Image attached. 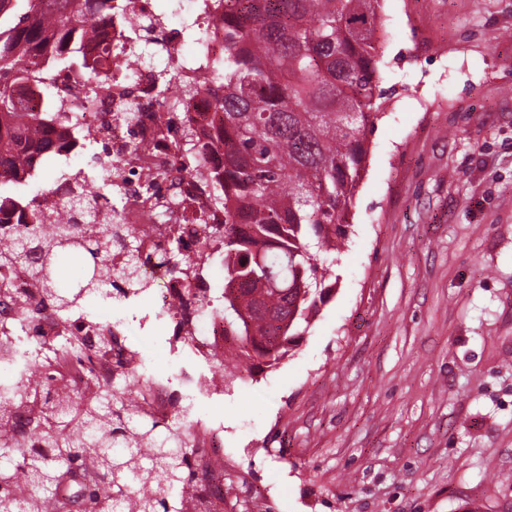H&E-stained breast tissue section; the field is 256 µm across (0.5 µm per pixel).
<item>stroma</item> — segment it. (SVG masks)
Masks as SVG:
<instances>
[{"label": "stroma", "instance_id": "obj_1", "mask_svg": "<svg viewBox=\"0 0 512 512\" xmlns=\"http://www.w3.org/2000/svg\"><path fill=\"white\" fill-rule=\"evenodd\" d=\"M336 290L224 387V512H512V0H383ZM95 142L33 185L99 180Z\"/></svg>", "mask_w": 512, "mask_h": 512}]
</instances>
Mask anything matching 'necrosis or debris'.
<instances>
[{"label": "necrosis or debris", "mask_w": 512, "mask_h": 512, "mask_svg": "<svg viewBox=\"0 0 512 512\" xmlns=\"http://www.w3.org/2000/svg\"><path fill=\"white\" fill-rule=\"evenodd\" d=\"M132 27L113 35L112 87L95 104L82 101L77 90L84 79L61 73L52 92L70 108L74 127L92 134L112 159V221L137 237L143 270L155 283L152 305L159 311L169 353L187 348L193 362L177 369L155 367L136 357L121 319L109 314L117 332L109 347H99L101 325L82 316H62L42 304L41 295L26 271L6 272L13 294L0 297V369L24 352L29 365H37L42 345L56 347L51 364L54 382L80 393L96 386L134 391L138 407L156 417L172 416L178 409L177 389L188 392L190 402L212 400L224 387L210 365L224 352V317L204 312L198 301L187 298L180 280L173 278L157 258L169 235L181 238L190 270L199 272L201 293L210 296L209 270L220 254L224 212L214 208L215 175L224 169V152L211 144L215 128L223 123L210 93L186 96L189 81L212 85L202 60L220 57L224 50V9L218 0H173L168 17H161L156 0H126ZM199 29L186 40L188 24ZM158 45L153 62L137 59L149 45ZM168 75L165 95H158L161 75ZM196 133L204 144L203 162L186 170L176 149L184 132ZM224 432L223 421L197 422L192 441L197 512H220L222 503L212 495L224 474V455L214 440Z\"/></svg>", "instance_id": "1"}]
</instances>
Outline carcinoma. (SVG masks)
Returning <instances> with one entry per match:
<instances>
[{
    "mask_svg": "<svg viewBox=\"0 0 512 512\" xmlns=\"http://www.w3.org/2000/svg\"><path fill=\"white\" fill-rule=\"evenodd\" d=\"M224 56L213 64L215 109L224 129V341L236 366L274 368L299 345L333 292L324 256L340 253L362 179L367 133L378 118L384 42L381 0H223ZM112 0H0V174L32 179V162L56 150L55 127L69 113L53 100L37 112L26 93L52 66L112 85V68H91L92 49L112 53ZM42 59L38 70L21 65ZM67 206L104 208L82 192ZM117 250L114 268L104 256ZM168 262L190 278L182 244ZM27 269L61 314L147 287L136 238L106 216L91 232L60 217L29 246L0 243V267ZM24 359L0 382V456L22 455V474L0 470V512H61L63 477L48 457L79 462L99 480L82 503L91 512H185L194 481L187 416L146 415L112 387L77 405L69 394L14 388ZM39 403L34 446L24 447L20 405Z\"/></svg>",
    "mask_w": 512,
    "mask_h": 512,
    "instance_id": "cac0c4a2",
    "label": "carcinoma"
}]
</instances>
